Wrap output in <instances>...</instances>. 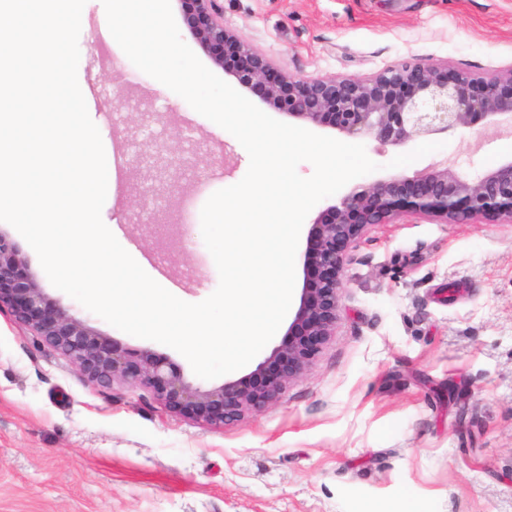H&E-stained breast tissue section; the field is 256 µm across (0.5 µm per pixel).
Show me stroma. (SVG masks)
<instances>
[{"mask_svg":"<svg viewBox=\"0 0 512 512\" xmlns=\"http://www.w3.org/2000/svg\"><path fill=\"white\" fill-rule=\"evenodd\" d=\"M87 0L77 74L114 170L105 213L138 264L188 303L219 274L196 227L215 191L249 167L242 145L189 104H171ZM224 21L299 76L364 77L430 61L484 76L512 66V0H224ZM131 101L121 112L117 91ZM160 123L142 128L136 99ZM206 155L174 162L163 203L183 223L166 239L130 222L148 171L145 138ZM434 164L468 178L512 160V138L477 124L441 134ZM207 170L196 181L195 167ZM46 293L101 333L115 330L55 288L9 224ZM336 334L271 407L214 428L170 413L144 387L103 388L0 311V512H512V224H381L347 252Z\"/></svg>","mask_w":512,"mask_h":512,"instance_id":"1","label":"stroma"}]
</instances>
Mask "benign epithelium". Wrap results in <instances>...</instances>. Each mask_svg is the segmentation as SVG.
Wrapping results in <instances>:
<instances>
[{
    "instance_id": "1",
    "label": "benign epithelium",
    "mask_w": 512,
    "mask_h": 512,
    "mask_svg": "<svg viewBox=\"0 0 512 512\" xmlns=\"http://www.w3.org/2000/svg\"><path fill=\"white\" fill-rule=\"evenodd\" d=\"M187 35L217 67L265 104L288 117L348 136H371L401 147L448 130L503 118L512 129V66L474 76L438 63L406 62L375 74L295 76L224 24L221 0H179ZM162 181H144L135 207L151 236L168 232L170 210L158 205ZM464 224L485 219L512 224V160L475 180L455 166L412 177L392 175L354 187L310 224L303 255L299 305L280 342L255 370L205 387L189 380L150 348L129 349L54 302L0 233V308L43 346L59 353L91 381L144 386L169 412L222 428L279 401L336 335L346 252L371 227L400 220Z\"/></svg>"
}]
</instances>
